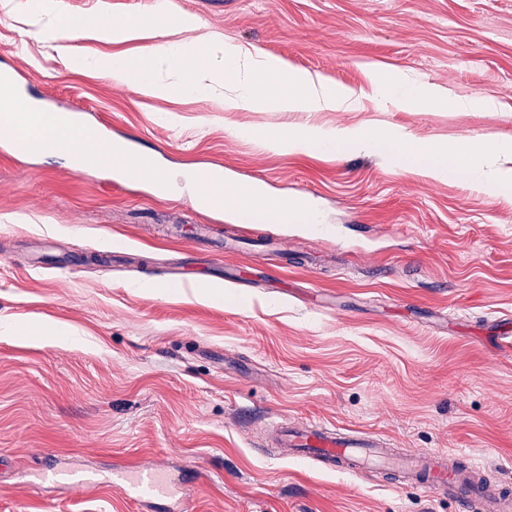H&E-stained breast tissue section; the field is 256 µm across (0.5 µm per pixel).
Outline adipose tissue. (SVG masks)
I'll list each match as a JSON object with an SVG mask.
<instances>
[{
    "label": "adipose tissue",
    "mask_w": 512,
    "mask_h": 512,
    "mask_svg": "<svg viewBox=\"0 0 512 512\" xmlns=\"http://www.w3.org/2000/svg\"><path fill=\"white\" fill-rule=\"evenodd\" d=\"M52 38L59 51L81 66L107 70L116 82L148 95L166 94L167 88L155 78L156 64L165 60L180 68L199 73L196 81L182 85L188 95L208 91L213 85H224L227 93L224 107L228 110L276 112L351 111L360 105L361 96L354 90H338L323 77L299 70L285 61L269 56L255 47L210 38L184 43L151 42L145 55L131 61L122 58H101L90 50L75 51L68 45L66 32L57 30ZM372 82L379 98L392 107L412 112L425 107L447 105L458 112L489 110L495 105L489 95L458 97L410 76L397 73L374 76ZM8 120L14 121L18 138L39 144L41 150L65 148L68 159L86 167H97L119 156L131 170L155 174L156 169L144 155L126 154L123 146L111 142L87 151L83 143L86 132L64 125L52 114L33 113L24 99H7L0 104ZM263 144H272L288 151L322 150L336 153L371 151L390 162L410 168L435 179L464 178L490 197L512 194V168L490 170L492 157L512 159V140L482 134L468 141H422L410 133L388 127L326 128L307 126L282 132H267ZM225 204L247 208L276 223L303 219L302 205L279 201L267 207L264 200L236 185L224 188Z\"/></svg>",
    "instance_id": "obj_1"
}]
</instances>
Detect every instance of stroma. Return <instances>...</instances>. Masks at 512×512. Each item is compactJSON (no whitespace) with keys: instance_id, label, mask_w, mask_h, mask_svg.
<instances>
[{"instance_id":"35a3bbf8","label":"stroma","mask_w":512,"mask_h":512,"mask_svg":"<svg viewBox=\"0 0 512 512\" xmlns=\"http://www.w3.org/2000/svg\"><path fill=\"white\" fill-rule=\"evenodd\" d=\"M54 2L0 14V69L87 108L90 126L176 178L213 161L272 198L313 190L340 237L195 209L178 179L164 195L60 154L0 149V512H164L123 495L113 471L131 464L164 467L183 512H459L382 473L261 447L270 424L296 420L463 453L512 488V196L369 152L253 138L306 124L512 138V0H179L198 28L157 25L167 41L217 33L364 90L338 112H228L219 95L181 92L189 70H161L170 93L142 95L39 32L64 25L71 46L134 59L145 42L88 40L84 27L152 22L153 0ZM372 65L498 109L387 108L369 92ZM195 282L211 301L194 299ZM33 321L48 333H23ZM64 462L95 471L96 490L53 483Z\"/></svg>"}]
</instances>
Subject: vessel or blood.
Returning <instances> with one entry per match:
<instances>
[{"label":"vessel or blood","mask_w":512,"mask_h":512,"mask_svg":"<svg viewBox=\"0 0 512 512\" xmlns=\"http://www.w3.org/2000/svg\"><path fill=\"white\" fill-rule=\"evenodd\" d=\"M210 169L194 177L197 199L206 201L215 213L224 211V190L215 185ZM266 437L284 456L304 460L316 468L354 475L371 469L394 472L400 489H420L447 496L461 512H512V492L484 479L479 470L443 452L403 450L385 435L352 431L336 425L288 422L271 425ZM123 478L125 495L134 502L156 503L171 498L170 482L161 473L130 465Z\"/></svg>","instance_id":"vessel-or-blood-1"}]
</instances>
